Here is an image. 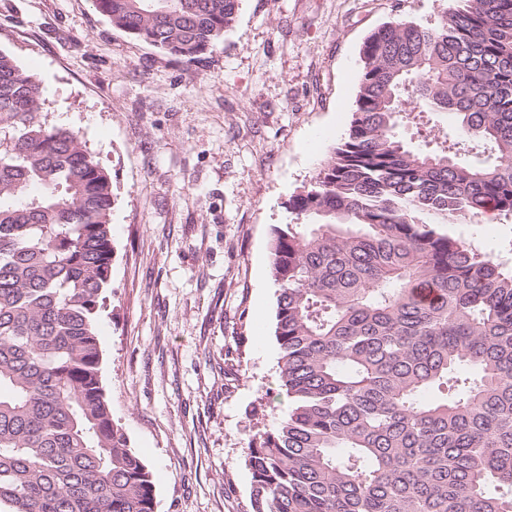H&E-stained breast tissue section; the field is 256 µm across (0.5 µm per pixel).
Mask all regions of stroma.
Segmentation results:
<instances>
[{"instance_id":"stroma-1","label":"stroma","mask_w":512,"mask_h":512,"mask_svg":"<svg viewBox=\"0 0 512 512\" xmlns=\"http://www.w3.org/2000/svg\"><path fill=\"white\" fill-rule=\"evenodd\" d=\"M448 0H242L195 63L113 28L93 0H0V50L46 88L112 179V276L98 322L113 420L155 512H249L254 435L276 426L272 225L346 136L365 38ZM449 233L512 269V216Z\"/></svg>"}]
</instances>
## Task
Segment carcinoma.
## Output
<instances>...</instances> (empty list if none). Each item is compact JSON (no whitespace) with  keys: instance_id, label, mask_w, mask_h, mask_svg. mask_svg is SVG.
I'll use <instances>...</instances> for the list:
<instances>
[{"instance_id":"carcinoma-1","label":"carcinoma","mask_w":512,"mask_h":512,"mask_svg":"<svg viewBox=\"0 0 512 512\" xmlns=\"http://www.w3.org/2000/svg\"><path fill=\"white\" fill-rule=\"evenodd\" d=\"M94 2L193 63L242 0ZM361 55L348 136L272 228L288 408L250 445L251 512H512V270L442 229L512 214V0L386 22ZM41 106L0 51V509L154 512L101 380L111 178ZM426 113L452 134L412 149Z\"/></svg>"}]
</instances>
